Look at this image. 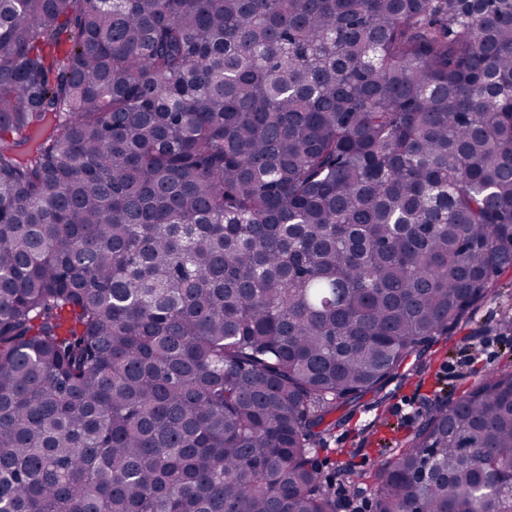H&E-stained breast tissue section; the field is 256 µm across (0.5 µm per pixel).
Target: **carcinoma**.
<instances>
[{
	"instance_id": "cac0c4a2",
	"label": "carcinoma",
	"mask_w": 512,
	"mask_h": 512,
	"mask_svg": "<svg viewBox=\"0 0 512 512\" xmlns=\"http://www.w3.org/2000/svg\"><path fill=\"white\" fill-rule=\"evenodd\" d=\"M512 269V0H0V512H340L316 453ZM376 512H512V370Z\"/></svg>"
}]
</instances>
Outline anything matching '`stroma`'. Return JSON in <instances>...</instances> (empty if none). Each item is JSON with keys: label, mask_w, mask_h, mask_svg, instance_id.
Returning a JSON list of instances; mask_svg holds the SVG:
<instances>
[{"label": "stroma", "mask_w": 512, "mask_h": 512, "mask_svg": "<svg viewBox=\"0 0 512 512\" xmlns=\"http://www.w3.org/2000/svg\"><path fill=\"white\" fill-rule=\"evenodd\" d=\"M512 368V271L498 276L488 296L457 329L435 337L423 361H410L378 394L345 404L340 424L318 464L326 484L343 481L344 467L373 473L389 449L399 447L419 427L396 408L408 401L428 407L456 399L484 375Z\"/></svg>", "instance_id": "1"}]
</instances>
